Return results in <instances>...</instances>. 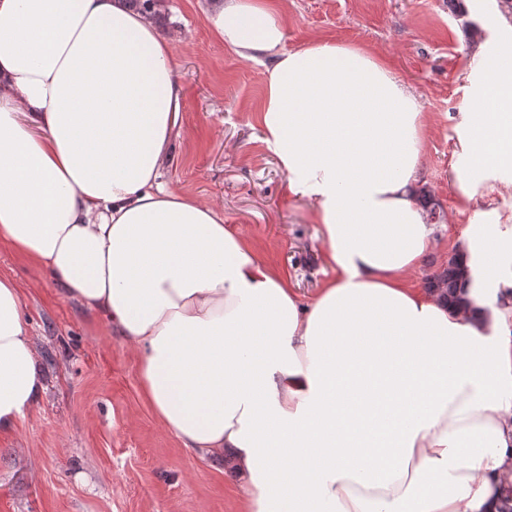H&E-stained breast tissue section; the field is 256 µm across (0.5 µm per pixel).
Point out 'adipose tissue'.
<instances>
[{
  "mask_svg": "<svg viewBox=\"0 0 512 512\" xmlns=\"http://www.w3.org/2000/svg\"><path fill=\"white\" fill-rule=\"evenodd\" d=\"M214 37L268 61L263 140L331 271L310 301L163 173L183 89L172 39L124 0H0V243L104 314L190 453L230 458L244 512H500L512 498V225L451 248L465 303L410 275L437 242L414 194L424 107L369 50L285 47L258 0H213ZM478 107L458 188L512 185V36L473 44ZM46 389L0 279V432Z\"/></svg>",
  "mask_w": 512,
  "mask_h": 512,
  "instance_id": "ef3b65f1",
  "label": "adipose tissue"
}]
</instances>
